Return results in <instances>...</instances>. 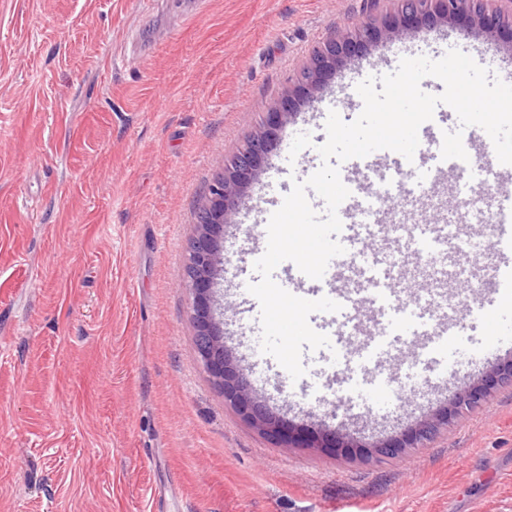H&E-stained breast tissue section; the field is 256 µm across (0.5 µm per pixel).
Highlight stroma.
<instances>
[{"instance_id":"35a3bbf8","label":"stroma","mask_w":512,"mask_h":512,"mask_svg":"<svg viewBox=\"0 0 512 512\" xmlns=\"http://www.w3.org/2000/svg\"><path fill=\"white\" fill-rule=\"evenodd\" d=\"M397 0H0V512H512V386L498 388L423 447L394 458L368 446L429 418L512 358L511 323L484 324L480 283L499 257L453 255L467 286L412 276L452 297L423 327L448 320L473 340L455 376L423 367L426 351L383 361L336 389L320 348L292 379L253 343L262 327L241 282L266 247L256 213L322 165L324 123L311 108L359 116L356 87L397 70L409 44L443 54L430 32L461 36L512 60V32L487 38L420 25L372 42L297 103L259 181L224 235L231 262L216 312L229 354L267 407L294 427L350 434L346 454L284 446L250 427L202 369L195 347L188 248L208 186L292 87L310 53L340 31L380 23ZM376 61L365 71V61ZM467 172L432 184L419 218L461 205ZM365 196L409 178L398 153L364 167ZM400 400L359 402L362 381Z\"/></svg>"}]
</instances>
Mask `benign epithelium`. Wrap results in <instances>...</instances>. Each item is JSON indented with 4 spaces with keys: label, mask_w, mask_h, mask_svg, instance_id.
I'll return each instance as SVG.
<instances>
[{
    "label": "benign epithelium",
    "mask_w": 512,
    "mask_h": 512,
    "mask_svg": "<svg viewBox=\"0 0 512 512\" xmlns=\"http://www.w3.org/2000/svg\"><path fill=\"white\" fill-rule=\"evenodd\" d=\"M467 20L469 27L488 36L508 28L512 30V11L488 10L479 0H398L395 15L385 19L383 26L373 23L342 32L328 40L327 48L314 62L307 63L296 78L294 90L283 99L278 108L268 113L266 122L254 131L224 162V173L210 186L203 205L206 222L197 225L190 243L187 286L192 294V319L196 335L205 339L197 350L199 361L213 383L230 403L254 428L280 443H299L305 448H351L345 436L331 429L304 433L273 415L255 395L243 372L230 359L224 343L223 331L214 318L219 304L218 276L224 266V227L228 213L237 208L249 188L257 181L262 163L276 148L280 132L289 116L295 98L310 95L323 79L336 71L350 56L366 43L402 38L415 24L437 22L455 23ZM504 384L512 385V360L493 365L489 375L467 391L454 396L448 406L431 419L417 423L400 436L373 446L370 454L397 456L407 448H420L441 427L448 426L463 414L483 405L493 390Z\"/></svg>",
    "instance_id": "benign-epithelium-1"
}]
</instances>
